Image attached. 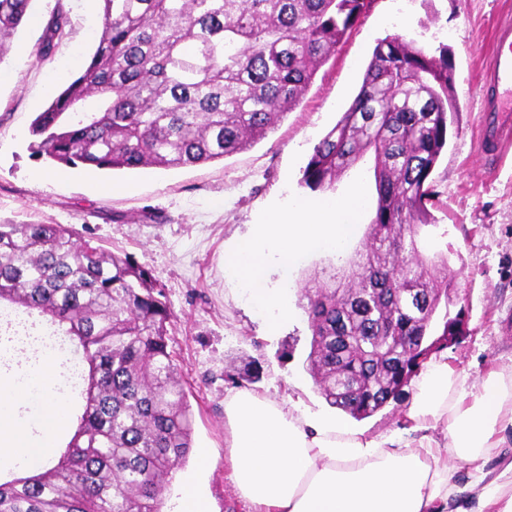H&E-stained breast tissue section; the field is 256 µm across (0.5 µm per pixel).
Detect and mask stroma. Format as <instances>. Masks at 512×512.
<instances>
[{"label":"stroma","mask_w":512,"mask_h":512,"mask_svg":"<svg viewBox=\"0 0 512 512\" xmlns=\"http://www.w3.org/2000/svg\"><path fill=\"white\" fill-rule=\"evenodd\" d=\"M63 9L68 23L51 55L36 50L47 21ZM512 22V0H372L349 35L319 69L298 106L248 150L222 160L176 169L99 171L51 165L33 156L29 128L61 87L88 61L103 27L98 0H34L26 22L0 55V224H62L79 237L148 268L165 292L173 352L193 415V448L210 451L199 470L195 456L172 472L166 490L175 508L180 486L202 483L213 512H248L224 462L228 454L224 397L233 387L224 371L262 366L254 392L318 411L365 436L404 426L411 391L371 417L357 420L330 407L306 369L311 329L305 292L340 256L367 243L377 194L373 160L337 181L335 195L359 192L363 207L343 255L315 253L287 279L294 315L270 328L251 289L231 279L224 257L263 223L275 204L313 198L302 184L314 146L339 120L359 90L378 40L399 36L430 52L447 47L459 117L448 128V148L432 171L430 248H451L449 305L435 325L464 313V335L447 346L457 374L479 381L492 366L512 361V159L500 168L486 161L479 140L480 73L493 50L497 26Z\"/></svg>","instance_id":"obj_1"}]
</instances>
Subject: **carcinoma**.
<instances>
[{
    "label": "carcinoma",
    "mask_w": 512,
    "mask_h": 512,
    "mask_svg": "<svg viewBox=\"0 0 512 512\" xmlns=\"http://www.w3.org/2000/svg\"><path fill=\"white\" fill-rule=\"evenodd\" d=\"M371 0H100L90 60L30 125V150L69 167L178 168L245 151L292 111ZM33 0H0V47ZM52 16L38 59L63 36ZM457 108L448 49L399 36L375 46L357 95L314 147L313 191L374 153L371 245L308 293L307 369L355 419L396 400L462 313L432 337L452 250L424 252L428 179ZM50 317L88 364L85 405L56 464L0 481V512H162L192 443L168 350L163 289L130 258L61 224H0V301Z\"/></svg>",
    "instance_id": "1"
}]
</instances>
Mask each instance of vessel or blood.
<instances>
[{"instance_id": "1", "label": "vessel or blood", "mask_w": 512, "mask_h": 512, "mask_svg": "<svg viewBox=\"0 0 512 512\" xmlns=\"http://www.w3.org/2000/svg\"><path fill=\"white\" fill-rule=\"evenodd\" d=\"M485 83L499 91L483 106L482 141L496 149L512 142V25L501 24L496 32V47L483 75Z\"/></svg>"}]
</instances>
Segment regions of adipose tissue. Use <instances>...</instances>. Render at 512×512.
Wrapping results in <instances>:
<instances>
[{
    "instance_id": "adipose-tissue-1",
    "label": "adipose tissue",
    "mask_w": 512,
    "mask_h": 512,
    "mask_svg": "<svg viewBox=\"0 0 512 512\" xmlns=\"http://www.w3.org/2000/svg\"><path fill=\"white\" fill-rule=\"evenodd\" d=\"M363 205L359 193L300 202L274 212L225 259L248 281L318 250L348 245ZM58 359L43 350L31 379L0 381V463L33 472L52 458L69 431L56 392ZM37 403L39 437L16 407ZM224 416L234 489L249 512H512V460L491 469L494 448L512 446V366L481 382L458 376L445 360L423 364L407 426L371 438H341L336 424L245 389L227 393ZM469 467L458 485L446 460Z\"/></svg>"
}]
</instances>
